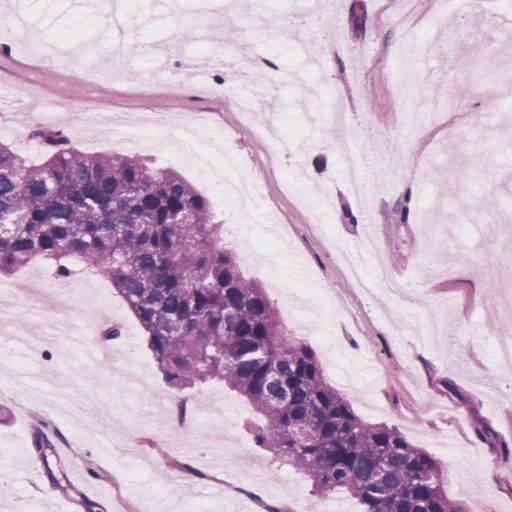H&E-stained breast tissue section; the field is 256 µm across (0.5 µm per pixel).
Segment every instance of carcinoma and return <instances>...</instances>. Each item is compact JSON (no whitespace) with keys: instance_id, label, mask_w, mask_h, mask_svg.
Masks as SVG:
<instances>
[{"instance_id":"cac0c4a2","label":"carcinoma","mask_w":512,"mask_h":512,"mask_svg":"<svg viewBox=\"0 0 512 512\" xmlns=\"http://www.w3.org/2000/svg\"><path fill=\"white\" fill-rule=\"evenodd\" d=\"M40 163L0 142V276L36 260L58 283L102 275L141 324L158 370L183 397L218 380L261 415L253 448L292 463L362 512H469L444 490V465L395 426L363 421L290 333L266 288L224 248V225L179 172L140 156L89 153L62 129H31ZM47 475L49 424L32 431Z\"/></svg>"}]
</instances>
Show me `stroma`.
Masks as SVG:
<instances>
[{
	"label": "stroma",
	"instance_id": "35a3bbf8",
	"mask_svg": "<svg viewBox=\"0 0 512 512\" xmlns=\"http://www.w3.org/2000/svg\"><path fill=\"white\" fill-rule=\"evenodd\" d=\"M0 0V20L29 21L20 41L76 35L86 51L109 54L108 14L87 18L76 0ZM223 0H131L138 23L124 35L128 66L157 55L153 71L115 83L86 80L83 58L34 62L21 50L0 54V111L20 95L36 96L28 127L68 130L87 152H127L118 137L88 128L87 106L113 116L178 112L193 123L194 162H186L181 129L147 128L137 154L171 167L215 200L223 170L200 172L198 160L224 151V133L248 163L256 196L248 211L217 204L224 243L259 280L289 329L316 352L327 380L364 421L396 426L416 447L448 468V494L469 512H512V362L495 348L512 332V270L487 258L489 240L512 234V12L503 0L457 17V0H273L286 20L280 33L247 14L231 19L240 54L273 55L293 74L280 98L282 140L272 143L240 127L227 98L206 91L179 94L167 62L211 45L212 15ZM364 18L354 30L352 15ZM430 38V51L404 60L410 38ZM415 83L401 95L392 80ZM453 90L452 109L434 100ZM347 105L351 133L331 132L329 109ZM480 123H472V114ZM364 167L359 188L351 172ZM415 191L420 219L397 223L394 209ZM323 190V237L309 223L300 197ZM373 199L363 211L361 195ZM369 213L347 223L344 214ZM363 265L372 287L383 277L401 282L403 298L379 305L345 272ZM38 277L37 312L12 310L10 352L0 355V459L11 471L0 489V512H259L251 485L274 491L301 512L341 506L358 512L346 494L313 495L292 465L255 451L248 404L213 382L192 392L194 413L176 427L168 409L175 396L163 380L144 332L107 278L70 286L35 262L0 279V297ZM126 337L113 343L108 369L72 347L71 334L98 333L107 323ZM63 335L39 341V328ZM59 429L57 452L69 480L59 489L32 468L36 419ZM92 452L98 468L86 474L70 446ZM205 472L199 480L176 461Z\"/></svg>",
	"mask_w": 512,
	"mask_h": 512
}]
</instances>
